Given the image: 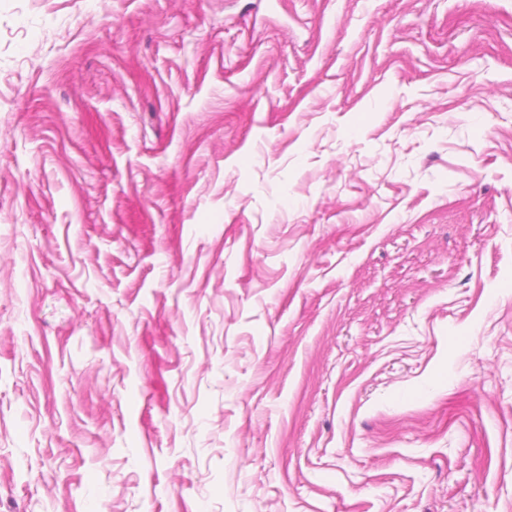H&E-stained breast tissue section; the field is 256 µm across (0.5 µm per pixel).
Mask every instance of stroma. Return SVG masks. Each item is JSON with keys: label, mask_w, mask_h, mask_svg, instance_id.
Wrapping results in <instances>:
<instances>
[{"label": "stroma", "mask_w": 512, "mask_h": 512, "mask_svg": "<svg viewBox=\"0 0 512 512\" xmlns=\"http://www.w3.org/2000/svg\"><path fill=\"white\" fill-rule=\"evenodd\" d=\"M0 512H512V0H0Z\"/></svg>", "instance_id": "35a3bbf8"}]
</instances>
